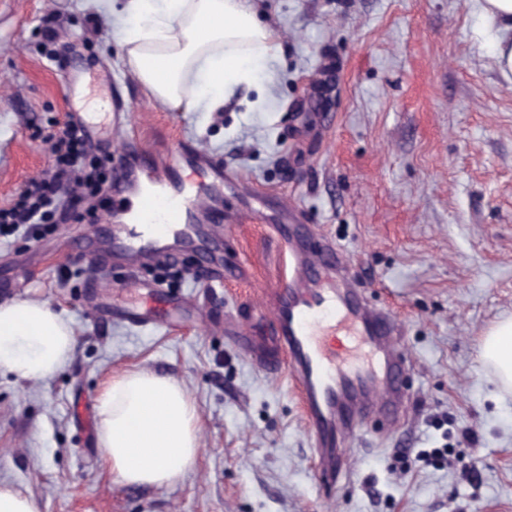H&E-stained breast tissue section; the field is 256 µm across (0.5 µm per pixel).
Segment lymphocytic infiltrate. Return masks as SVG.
Here are the masks:
<instances>
[{"label": "lymphocytic infiltrate", "mask_w": 512, "mask_h": 512, "mask_svg": "<svg viewBox=\"0 0 512 512\" xmlns=\"http://www.w3.org/2000/svg\"><path fill=\"white\" fill-rule=\"evenodd\" d=\"M54 157L51 170L30 178L17 201L0 208V233H11L18 225L34 224L57 215L61 222L97 223L99 208L109 205L103 191L106 172L93 159L96 150L74 122L49 139Z\"/></svg>", "instance_id": "obj_1"}]
</instances>
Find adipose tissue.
<instances>
[{"instance_id": "1", "label": "adipose tissue", "mask_w": 512, "mask_h": 512, "mask_svg": "<svg viewBox=\"0 0 512 512\" xmlns=\"http://www.w3.org/2000/svg\"><path fill=\"white\" fill-rule=\"evenodd\" d=\"M500 35L498 70L512 83V0H483ZM127 64L151 97L184 112L215 111L244 84L259 60L274 57L275 33L251 0H128L121 29ZM75 348L71 326L47 303L0 306V370L29 381L62 370ZM481 360L502 390L512 391V319L486 334ZM199 416L176 380L147 371L112 377L98 395L104 458L123 483L172 484L195 462Z\"/></svg>"}]
</instances>
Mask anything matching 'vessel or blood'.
I'll use <instances>...</instances> for the list:
<instances>
[{"instance_id": "obj_1", "label": "vessel or blood", "mask_w": 512, "mask_h": 512, "mask_svg": "<svg viewBox=\"0 0 512 512\" xmlns=\"http://www.w3.org/2000/svg\"><path fill=\"white\" fill-rule=\"evenodd\" d=\"M204 180L193 192L174 189L183 162ZM224 167L201 148L186 143L167 158L153 157L139 169H119L112 182V213L106 229L88 233L95 254L115 250L147 256L150 242L174 240L204 258H214L210 232L189 224L199 213L224 221L218 194ZM292 229L288 252L293 270L274 292L276 343L300 391L318 462L322 488H335L343 475L347 447L364 419L377 415L398 424L405 409L401 377L407 360L398 351L400 330L385 311L367 306L334 255L299 248Z\"/></svg>"}]
</instances>
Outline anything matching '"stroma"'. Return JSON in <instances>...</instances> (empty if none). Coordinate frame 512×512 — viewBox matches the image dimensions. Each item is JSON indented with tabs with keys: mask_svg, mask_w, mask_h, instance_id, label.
Returning <instances> with one entry per match:
<instances>
[{
	"mask_svg": "<svg viewBox=\"0 0 512 512\" xmlns=\"http://www.w3.org/2000/svg\"><path fill=\"white\" fill-rule=\"evenodd\" d=\"M253 2L280 52L222 109L177 112L127 66L112 22L126 0L108 14L88 0H0V206L49 169L47 140L75 112L109 128L101 153L113 165L132 138L146 149L190 142L233 179L229 220L212 227L220 288L166 276L162 263L96 265L84 222L0 235V304L47 302L76 339L46 380L0 371V484L38 512H512V395L479 358L489 326L512 317V83L478 0ZM292 208L305 246L331 240L400 324L411 365L404 420H365L330 491L316 480L296 383L247 353L273 334L259 302L288 274L276 229ZM130 304L186 311L155 331L98 313ZM132 370L175 378L200 417L197 460L168 487L122 483L104 463L96 398ZM444 446L466 449L471 473L414 459Z\"/></svg>",
	"mask_w": 512,
	"mask_h": 512,
	"instance_id": "35a3bbf8",
	"label": "stroma"
}]
</instances>
